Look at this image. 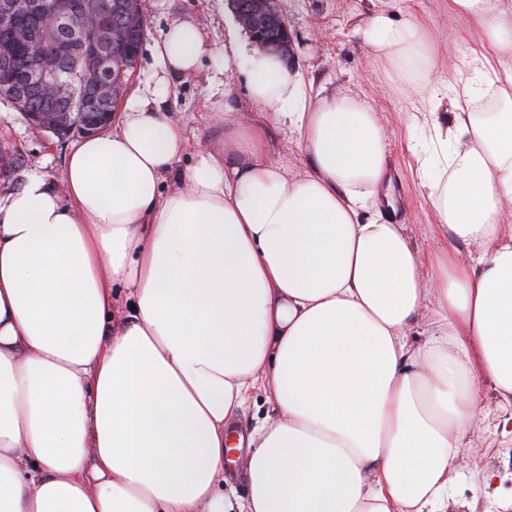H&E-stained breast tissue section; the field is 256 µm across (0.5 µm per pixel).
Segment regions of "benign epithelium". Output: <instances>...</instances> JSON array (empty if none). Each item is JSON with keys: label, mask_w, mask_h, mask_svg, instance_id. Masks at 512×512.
<instances>
[{"label": "benign epithelium", "mask_w": 512, "mask_h": 512, "mask_svg": "<svg viewBox=\"0 0 512 512\" xmlns=\"http://www.w3.org/2000/svg\"><path fill=\"white\" fill-rule=\"evenodd\" d=\"M235 20L257 44L279 55L291 32L280 0H252L249 10L233 11ZM145 29L141 0L125 6H101L94 0H0V79L13 94V105L27 112L29 122L62 135L47 123V112H68L76 88L85 92L82 134L95 133L112 121V96H123L127 66H116L115 47L135 28ZM94 36L84 40V33ZM28 48L34 63L15 67L19 49Z\"/></svg>", "instance_id": "1"}]
</instances>
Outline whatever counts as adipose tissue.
<instances>
[{"instance_id": "ef3b65f1", "label": "adipose tissue", "mask_w": 512, "mask_h": 512, "mask_svg": "<svg viewBox=\"0 0 512 512\" xmlns=\"http://www.w3.org/2000/svg\"><path fill=\"white\" fill-rule=\"evenodd\" d=\"M448 9L481 36L445 82L416 19L379 12L359 35L426 101L437 224L475 259L424 266L374 209V109L234 31L224 64L258 119L217 99L224 142L193 152L136 93L70 149L64 192L31 172L0 202V512H445L478 383L512 404V0ZM153 53L163 90L214 49L182 19ZM269 122L298 130L307 170L269 160ZM257 382L278 416L235 499L227 421Z\"/></svg>"}]
</instances>
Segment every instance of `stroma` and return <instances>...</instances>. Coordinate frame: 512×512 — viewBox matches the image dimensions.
<instances>
[{"label": "stroma", "instance_id": "obj_1", "mask_svg": "<svg viewBox=\"0 0 512 512\" xmlns=\"http://www.w3.org/2000/svg\"><path fill=\"white\" fill-rule=\"evenodd\" d=\"M282 8L293 32L290 68L305 84L363 99L379 115L389 142L387 176L378 193L382 211L405 224L424 262L452 248L468 258L469 248L453 247L435 225L415 122L420 96L405 86L386 92L388 67L370 57L356 30L380 9L397 20L416 17L429 30L436 48L432 76L444 79L449 66H461L477 40L474 21L449 13L448 0H282ZM142 9L146 36L133 87L154 86L161 68L151 47L173 21H197L216 47L195 74L174 79L159 101L161 111L181 126L190 142L223 139L224 125L211 113V104L221 92H230L244 115L254 116L244 74L224 68V35L234 21L226 0H142ZM73 143V138L61 140L31 126L22 113L0 101V146L18 156L16 167L0 177V199L17 190L32 170L43 172L56 190H63L65 157ZM480 404L483 413L468 433V450L450 463L461 479L448 498L447 512H512V435L503 430L512 407L500 404L486 383L481 386ZM487 471L497 475V496L492 500L482 495L477 483L478 474Z\"/></svg>", "mask_w": 512, "mask_h": 512}]
</instances>
